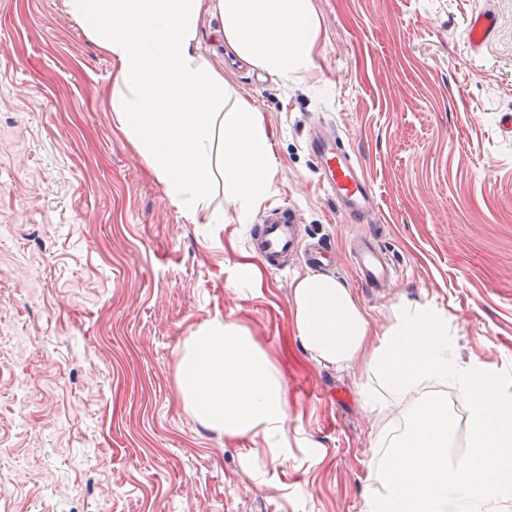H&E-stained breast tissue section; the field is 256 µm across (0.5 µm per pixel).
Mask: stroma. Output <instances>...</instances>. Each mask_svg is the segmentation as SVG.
<instances>
[{
  "mask_svg": "<svg viewBox=\"0 0 512 512\" xmlns=\"http://www.w3.org/2000/svg\"><path fill=\"white\" fill-rule=\"evenodd\" d=\"M312 76L234 60L208 18L201 52L261 113L277 159L262 205L293 207L335 254L376 332L396 305L441 310L461 362L512 391V0H313ZM490 7L492 39H465ZM114 67L63 0H0V496L11 512H364L382 417L358 369L318 364L251 225L183 214L107 110ZM331 129L377 194L373 225L322 186L308 131ZM378 235L399 278L358 283ZM258 271L232 290L244 267ZM245 329L287 391L286 461L184 410L177 357L214 318Z\"/></svg>",
  "mask_w": 512,
  "mask_h": 512,
  "instance_id": "1",
  "label": "stroma"
}]
</instances>
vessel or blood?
Returning a JSON list of instances; mask_svg holds the SVG:
<instances>
[{
    "label": "vessel or blood",
    "mask_w": 512,
    "mask_h": 512,
    "mask_svg": "<svg viewBox=\"0 0 512 512\" xmlns=\"http://www.w3.org/2000/svg\"><path fill=\"white\" fill-rule=\"evenodd\" d=\"M494 26L495 16L490 9L476 10L466 29L470 46L481 47ZM309 142L317 158L325 191L336 198L351 219L371 223L377 200L363 170L357 168L347 154L335 148L333 134L328 129L319 128L310 135ZM250 243L254 251L275 269L288 256L300 257L306 264L316 267L329 265L332 260L323 242L305 239L297 213L285 205L261 217ZM353 266L358 281L369 288L385 287L398 275L382 248L367 237L357 242Z\"/></svg>",
    "instance_id": "1"
}]
</instances>
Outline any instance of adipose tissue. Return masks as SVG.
Returning <instances> with one entry per match:
<instances>
[{"label":"adipose tissue","mask_w":512,"mask_h":512,"mask_svg":"<svg viewBox=\"0 0 512 512\" xmlns=\"http://www.w3.org/2000/svg\"><path fill=\"white\" fill-rule=\"evenodd\" d=\"M64 8L111 59L112 123L167 197L214 224L250 223L276 174L270 136L259 111L201 54V27L218 17L239 59L292 81L315 67L312 0H64ZM219 182L231 212L212 206ZM292 307L303 348L325 366L361 367L363 402L386 419L365 512H512V395L484 362H457L442 313L403 303L379 334L349 288L321 273L293 284ZM178 385L206 427L287 447L285 386L237 324L214 320L189 338ZM452 394L467 411L465 458L453 450Z\"/></svg>","instance_id":"adipose-tissue-1"}]
</instances>
